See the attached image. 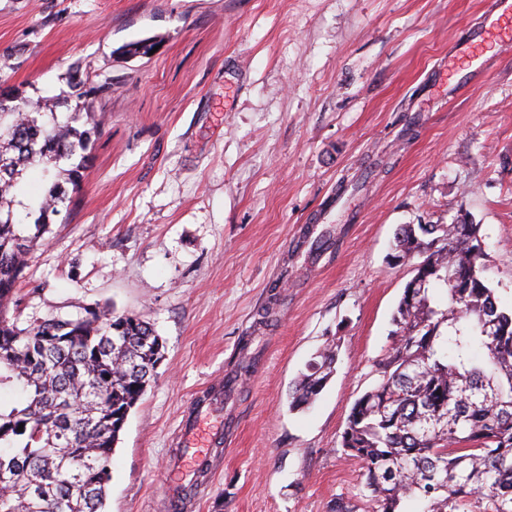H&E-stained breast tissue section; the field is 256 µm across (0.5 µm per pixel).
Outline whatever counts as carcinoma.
Masks as SVG:
<instances>
[{
	"instance_id": "obj_1",
	"label": "carcinoma",
	"mask_w": 512,
	"mask_h": 512,
	"mask_svg": "<svg viewBox=\"0 0 512 512\" xmlns=\"http://www.w3.org/2000/svg\"><path fill=\"white\" fill-rule=\"evenodd\" d=\"M0 94V512H105L112 455L131 410L154 379L163 341L149 323L97 304L33 327L7 317L28 254L81 188L91 117L68 119ZM80 156L66 171L61 163ZM42 167L46 192L26 199L25 174ZM35 216L25 226L16 210ZM396 257L419 262L393 316L378 381L356 400L342 435L359 464L371 512H512V309L485 276L480 225L402 224ZM338 345L327 344L291 391L308 405L326 385ZM23 430H18V427Z\"/></svg>"
}]
</instances>
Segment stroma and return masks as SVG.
Here are the masks:
<instances>
[{
	"label": "stroma",
	"instance_id": "obj_1",
	"mask_svg": "<svg viewBox=\"0 0 512 512\" xmlns=\"http://www.w3.org/2000/svg\"><path fill=\"white\" fill-rule=\"evenodd\" d=\"M494 0H0V88L98 130L73 204L30 254L21 326L88 303L151 323L165 358L112 456L106 512H331L341 440L376 381L411 266L402 224L480 225L512 306V40ZM153 37L148 58L118 56ZM336 225L328 248L312 243ZM308 408L297 375L328 341ZM224 438L173 502L178 425L218 380ZM338 344L332 341L317 355L318 360H313L308 367V373L303 374L295 383L291 391L290 407L301 409L308 405L326 385L329 376L333 372V364L336 361Z\"/></svg>",
	"mask_w": 512,
	"mask_h": 512
}]
</instances>
